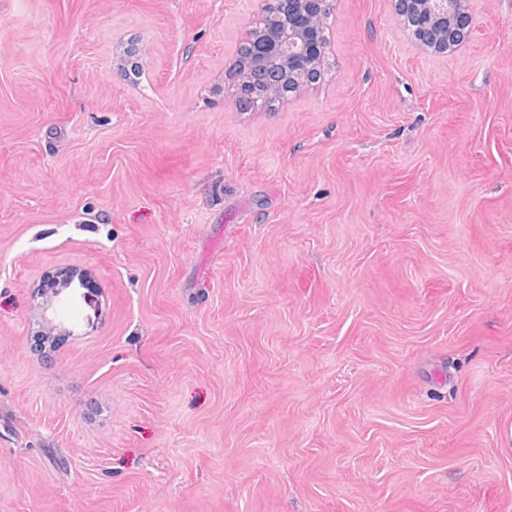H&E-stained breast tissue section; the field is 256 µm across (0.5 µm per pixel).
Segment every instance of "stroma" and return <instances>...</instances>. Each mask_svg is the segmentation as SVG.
I'll use <instances>...</instances> for the list:
<instances>
[{"mask_svg":"<svg viewBox=\"0 0 512 512\" xmlns=\"http://www.w3.org/2000/svg\"><path fill=\"white\" fill-rule=\"evenodd\" d=\"M473 8L438 53L335 0L321 81L241 112L253 0H0V512H512V0Z\"/></svg>","mask_w":512,"mask_h":512,"instance_id":"obj_1","label":"stroma"}]
</instances>
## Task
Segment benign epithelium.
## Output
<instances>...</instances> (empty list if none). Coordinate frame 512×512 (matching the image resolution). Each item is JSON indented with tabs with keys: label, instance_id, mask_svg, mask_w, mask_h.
<instances>
[{
	"label": "benign epithelium",
	"instance_id": "obj_1",
	"mask_svg": "<svg viewBox=\"0 0 512 512\" xmlns=\"http://www.w3.org/2000/svg\"><path fill=\"white\" fill-rule=\"evenodd\" d=\"M259 22L248 35L257 44L254 63L279 64L290 86L301 87L328 53V40L308 19L315 9L332 11L333 0H257ZM467 0H395L417 16L419 25L434 29L438 39L468 38L473 17Z\"/></svg>",
	"mask_w": 512,
	"mask_h": 512
}]
</instances>
